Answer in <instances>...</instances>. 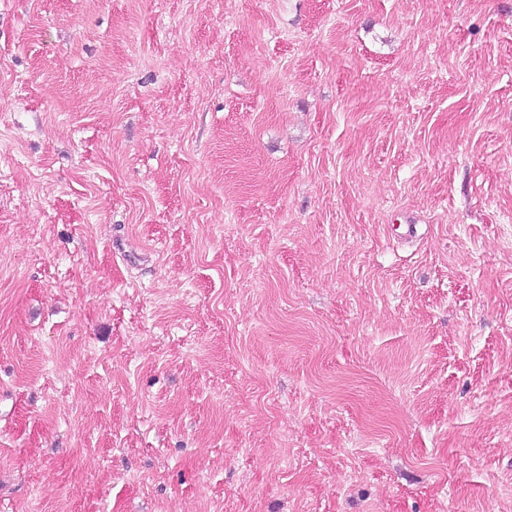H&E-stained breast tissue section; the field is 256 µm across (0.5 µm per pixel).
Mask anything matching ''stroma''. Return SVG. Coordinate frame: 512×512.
Returning <instances> with one entry per match:
<instances>
[{"label": "stroma", "mask_w": 512, "mask_h": 512, "mask_svg": "<svg viewBox=\"0 0 512 512\" xmlns=\"http://www.w3.org/2000/svg\"><path fill=\"white\" fill-rule=\"evenodd\" d=\"M0 512H512V0H0Z\"/></svg>", "instance_id": "stroma-1"}]
</instances>
